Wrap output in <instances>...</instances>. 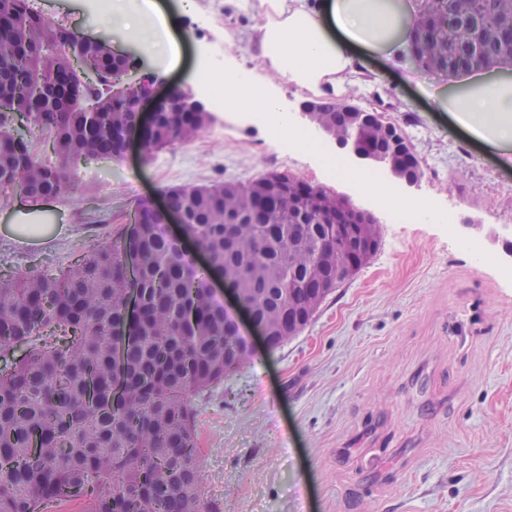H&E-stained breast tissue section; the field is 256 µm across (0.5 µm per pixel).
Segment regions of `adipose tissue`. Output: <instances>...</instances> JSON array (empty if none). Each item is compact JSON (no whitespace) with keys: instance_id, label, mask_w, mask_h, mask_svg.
I'll list each match as a JSON object with an SVG mask.
<instances>
[{"instance_id":"ef3b65f1","label":"adipose tissue","mask_w":512,"mask_h":512,"mask_svg":"<svg viewBox=\"0 0 512 512\" xmlns=\"http://www.w3.org/2000/svg\"><path fill=\"white\" fill-rule=\"evenodd\" d=\"M228 8L248 12L262 8L260 21L250 30L255 56L267 74L280 84L317 95L337 94L360 85L368 57L399 67L415 35L418 19L412 0H225ZM153 14L161 39L140 36L141 12ZM104 17L131 35L140 36L148 53L159 56L165 70L181 63L179 42L156 0H143L140 12L126 11L108 0ZM224 82L240 89L237 106L254 114L266 127L272 143L289 142L327 161L325 146L299 133L284 94L256 83L251 70L224 71ZM436 108L449 113L469 136L497 149L503 167L512 166V78L484 71L457 79L454 90L430 91ZM340 179L385 208L408 213L425 223H440L444 215L429 198H405L378 177L337 160Z\"/></svg>"}]
</instances>
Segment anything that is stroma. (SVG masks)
Masks as SVG:
<instances>
[{
	"label": "stroma",
	"instance_id": "stroma-1",
	"mask_svg": "<svg viewBox=\"0 0 512 512\" xmlns=\"http://www.w3.org/2000/svg\"><path fill=\"white\" fill-rule=\"evenodd\" d=\"M178 18L183 61L159 90L192 84L199 55L259 71L247 32L257 17L196 0ZM84 37L114 33L90 0H39ZM349 94L398 124L424 167L403 194L430 198L451 221L394 223L390 210L330 176L311 155L280 156L245 113L216 111L203 133L144 160L138 137L121 158L74 174L73 197L30 209L0 199V273L70 263L83 246L130 231L144 198L171 186L289 172L332 189L382 228L376 253L281 347L261 340L222 384L196 399L202 491L219 512H512V167L453 125L402 70L368 60ZM483 229L484 262L463 242ZM39 226L37 236L22 233Z\"/></svg>",
	"mask_w": 512,
	"mask_h": 512
}]
</instances>
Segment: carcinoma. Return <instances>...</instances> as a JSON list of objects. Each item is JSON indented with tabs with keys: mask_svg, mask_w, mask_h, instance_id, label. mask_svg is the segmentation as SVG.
I'll return each instance as SVG.
<instances>
[{
	"mask_svg": "<svg viewBox=\"0 0 512 512\" xmlns=\"http://www.w3.org/2000/svg\"><path fill=\"white\" fill-rule=\"evenodd\" d=\"M22 40L0 39V189L37 205L68 196L71 169L112 159L123 130L138 120L127 98L129 58L109 43L67 28L48 38L39 12L16 11ZM512 0H423L409 56L447 78L512 66ZM69 65L75 112L32 111L53 67ZM208 127L202 112H159L145 158L192 141ZM385 153L409 149L399 130L378 121L338 124ZM271 184L254 216L243 201ZM303 188L305 218L289 194ZM181 212L186 238L209 256L200 270L162 231L150 202L134 212L136 234L93 245L59 269L0 276V512H46L75 503L83 512H215L204 499L195 398L224 382L246 357L210 302L215 273L226 275L275 349L298 335L324 301L351 281L378 249L375 222L356 225L373 250L344 268L330 233L352 224L354 209L325 186L269 172L247 182L164 189ZM235 211L237 224L224 223ZM138 272L129 277L125 257ZM136 297L135 318L126 315Z\"/></svg>",
	"mask_w": 512,
	"mask_h": 512,
	"instance_id": "carcinoma-1",
	"label": "carcinoma"
}]
</instances>
